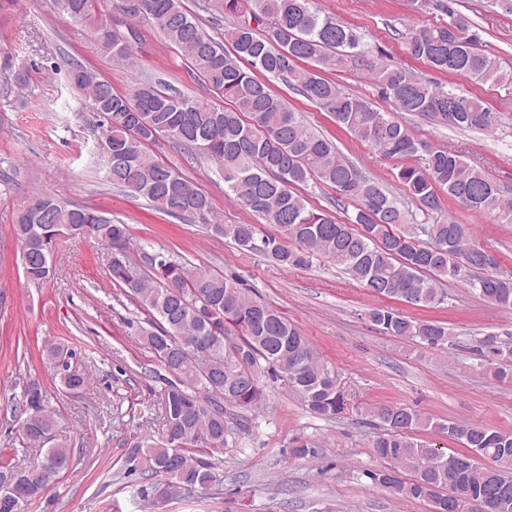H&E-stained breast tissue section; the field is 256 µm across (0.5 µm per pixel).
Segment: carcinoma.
Segmentation results:
<instances>
[{
  "mask_svg": "<svg viewBox=\"0 0 512 512\" xmlns=\"http://www.w3.org/2000/svg\"><path fill=\"white\" fill-rule=\"evenodd\" d=\"M98 2L55 0V6L80 22L93 17ZM215 2L237 17L221 41L202 30L183 0H146V10L123 13L159 29L209 91L228 102L225 107L159 83L144 84L130 95L116 93L97 72L82 65L72 69L80 77L70 82L99 118L96 148L105 180L162 213L188 217L261 253L280 268L326 260L381 300L436 307L448 299L443 285L451 278L468 283L490 304L512 308V274L499 272L497 256L472 238L469 227L454 220L427 223L444 212L448 198L492 215L499 224H512V193L456 151L418 140L390 113L322 72L360 64L399 110L462 130L494 125L496 115L485 102L435 85L404 65L381 62L353 28L315 8L314 0ZM409 6L418 15L433 6L448 16L397 32L409 57L475 83L512 85V72L479 47L468 20L450 4L409 0ZM136 38L133 28L126 35L100 29L102 47L125 65L135 63ZM270 78L285 80L358 141L403 162L396 179L408 193V205L343 159L330 139L272 91ZM161 137L214 164L224 175L225 195L277 225L280 236L263 235L256 224L215 223L209 198L150 153L149 146ZM310 183L334 191L338 203L354 202L353 212L342 222L310 206L296 191ZM32 200L35 208L21 210L14 224L26 279L50 278L56 225L69 224L75 235L95 238L111 252L112 284L149 314L146 325L138 327L142 345L172 374L161 394L163 432L132 442L125 456L127 474L167 477L166 496L217 481L214 462L201 449L220 451L228 445L224 405L260 408L268 380L297 395L317 417L332 420L344 412L348 394L336 389L335 369L319 359L294 323L256 300L238 279L162 253L143 255L141 265L133 257L127 225L48 191ZM421 234L428 241L419 240ZM367 316L388 336L430 347L452 342L441 322L411 320L391 305L372 308ZM480 351L496 379L512 381L511 366L495 365L504 356L496 335L480 340ZM43 355L61 389L80 391L88 385L87 370L72 365V354L62 346L50 344ZM364 410L383 427L371 448L385 467L368 472L369 478L398 499L427 501L432 512H448L450 504L453 512H472L466 494L478 495L500 478L512 481L511 432L436 421L401 405L367 404ZM20 419L19 446L42 449L44 457L33 468L0 466V499L11 502L10 512H26L49 490L51 479L74 464L73 449L57 435L56 409L36 380L24 386ZM429 433L465 448L467 468H459L458 454L424 438Z\"/></svg>",
  "mask_w": 512,
  "mask_h": 512,
  "instance_id": "1",
  "label": "carcinoma"
}]
</instances>
